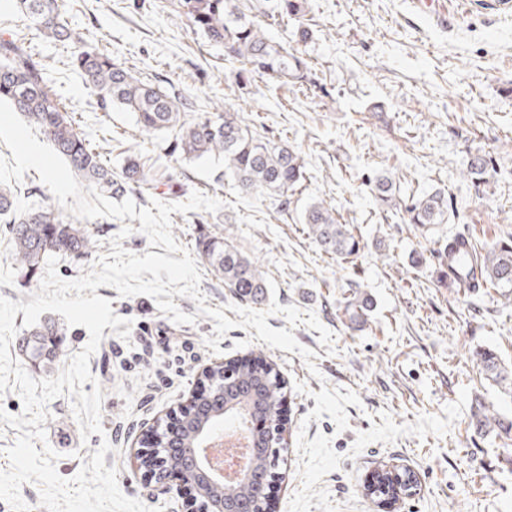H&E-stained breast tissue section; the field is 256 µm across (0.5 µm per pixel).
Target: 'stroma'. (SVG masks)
<instances>
[{
  "mask_svg": "<svg viewBox=\"0 0 512 512\" xmlns=\"http://www.w3.org/2000/svg\"><path fill=\"white\" fill-rule=\"evenodd\" d=\"M57 4L79 40L47 38L15 0H0V42L19 35L34 44L36 61L79 132L113 172L131 157L151 166L155 190L135 189L129 198L140 208L154 199L182 203L195 190L222 200L215 214L172 213L176 241L192 251L200 238L228 235L275 280L280 305L314 312L335 336L329 350L318 331L295 328L297 341L317 353L310 365L297 353L269 347L252 328L229 330L215 353L205 344L215 322L198 314L190 298L174 302L196 321L178 325L148 296L97 288L115 315L130 320V333L124 339L104 328L90 359L94 380L83 389L102 388V434L82 439L70 396L47 405L45 443L57 454L59 475L73 478L106 440L113 449L105 465L115 468L124 495L187 512L185 487L155 482L138 469L142 434L187 404L203 368L260 357L284 385L287 429L267 512H288L301 486L302 431L311 439L328 436L341 457L320 483L336 512H512V437L481 438L469 425L478 394L512 415V400L489 385L473 359L489 346L512 363V302L490 288L463 293L436 281V253L448 235L468 233L480 246L512 237V9L501 0H441L432 12L412 0H306L300 21L267 28L274 40L303 52L311 68L306 90L266 76L238 86V62L180 22L179 0ZM92 49L141 81L169 82L202 109L219 105L239 113L250 129L298 150L307 180L288 213L272 198L242 192L233 179L217 181L223 159L185 160L172 139L143 136L133 113L101 110L71 66L75 55ZM477 154L493 160L478 186L462 176ZM380 171L405 196L447 189L454 217L424 232L401 213L382 210L365 182ZM320 200L359 237L358 257L342 261L312 243L301 214ZM81 227L97 246L86 256H60L61 278L87 274L99 254L111 252L122 223L100 217ZM418 254L426 265L412 263ZM11 255L10 228L0 223V297L29 302L41 278L23 276ZM356 291L368 293L374 307L367 325L355 329L345 306ZM299 382L305 392L296 390ZM324 387L358 394L359 405L345 408L347 429L337 430L327 416L310 419L313 394ZM388 468L412 471L417 488L381 507L365 487Z\"/></svg>",
  "mask_w": 512,
  "mask_h": 512,
  "instance_id": "35a3bbf8",
  "label": "stroma"
}]
</instances>
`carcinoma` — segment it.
Listing matches in <instances>:
<instances>
[{
  "mask_svg": "<svg viewBox=\"0 0 512 512\" xmlns=\"http://www.w3.org/2000/svg\"><path fill=\"white\" fill-rule=\"evenodd\" d=\"M16 6L54 40L75 39V33L60 17L56 0H17ZM183 6L187 25L209 41L223 45L227 57L240 63L239 84H247L256 76H271L284 84L308 82V63L301 53L273 41L256 17L239 8L238 0H183ZM303 12L302 0H273L262 15L285 22ZM72 64L93 87L102 109L109 111L116 105L134 113L143 133L173 137L175 148L188 160L223 157L224 174L242 191L274 197L285 211L291 194L306 181L305 164L293 148L253 132L236 112H192L182 94L139 82L103 53L83 51ZM0 100L8 101L15 111L42 128L70 169L102 194L121 197L134 186L150 185V170L136 159L127 160L120 176L112 175V169L101 161L95 148L76 131L73 114L48 84L29 47L21 42L0 45ZM488 165L486 156L476 155L462 175L478 184L484 180ZM370 185L375 199L385 209L404 207L409 224L426 228L448 223L451 203L442 189L404 204L396 196L397 185L390 176L379 173L370 179ZM4 216L10 224L13 242L11 259L29 275L41 269L54 254L80 256L95 247V240L78 227L77 220L43 206L20 211L11 192L0 188V217ZM302 221L323 253L349 259L361 251L357 236L348 225L339 223L334 211L324 203L309 204ZM196 249L211 270L224 278V286L234 298L254 305L264 302L268 283L260 265L238 251L227 237L202 238ZM473 271L477 283L499 288L502 296L511 299L512 241L496 242L484 251L474 252ZM372 307L368 294L354 293L346 305L350 323L356 327L363 325ZM26 335L34 338L31 356L40 358L50 347L47 337L60 335V330L55 321L48 319L27 330ZM474 358L485 378L500 394L512 399V365L491 348L476 351ZM211 381L210 390L195 399V417L217 410L214 395L225 389L250 401L252 416L281 424L283 384L271 364L255 359L227 368L216 366ZM470 427L479 437L511 435L512 417L476 398L471 405Z\"/></svg>",
  "mask_w": 512,
  "mask_h": 512,
  "instance_id": "obj_1",
  "label": "carcinoma"
}]
</instances>
